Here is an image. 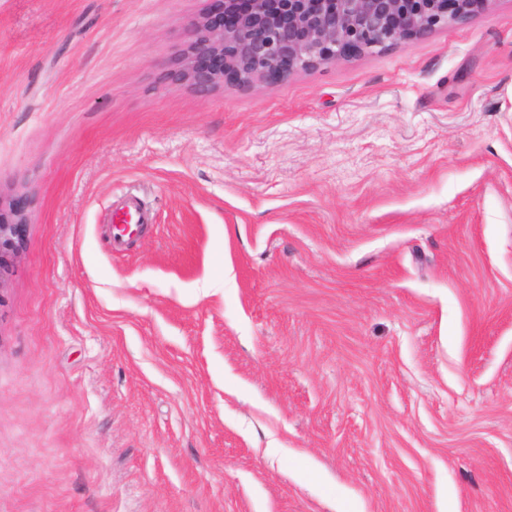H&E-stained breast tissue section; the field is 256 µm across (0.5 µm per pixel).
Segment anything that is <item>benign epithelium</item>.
<instances>
[{"label": "benign epithelium", "instance_id": "7a95c632", "mask_svg": "<svg viewBox=\"0 0 512 512\" xmlns=\"http://www.w3.org/2000/svg\"><path fill=\"white\" fill-rule=\"evenodd\" d=\"M492 0H207L173 80L205 92L226 82L276 84L298 71L465 22ZM22 206L0 198V278L21 250Z\"/></svg>", "mask_w": 512, "mask_h": 512}]
</instances>
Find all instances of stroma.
Masks as SVG:
<instances>
[{
  "label": "stroma",
  "mask_w": 512,
  "mask_h": 512,
  "mask_svg": "<svg viewBox=\"0 0 512 512\" xmlns=\"http://www.w3.org/2000/svg\"><path fill=\"white\" fill-rule=\"evenodd\" d=\"M204 6L0 0V512H512V0L208 92ZM27 217L18 202H5L0 198V280L6 266L21 250Z\"/></svg>",
  "instance_id": "1"
}]
</instances>
